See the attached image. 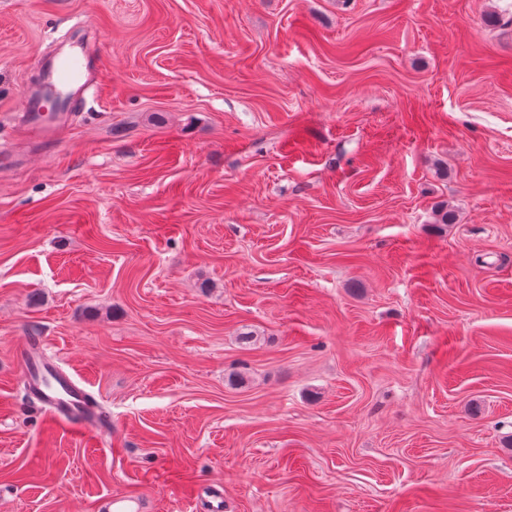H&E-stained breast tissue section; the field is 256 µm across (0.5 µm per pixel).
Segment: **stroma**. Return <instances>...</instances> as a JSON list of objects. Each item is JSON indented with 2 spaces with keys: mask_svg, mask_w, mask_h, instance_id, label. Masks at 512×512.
Segmentation results:
<instances>
[{
  "mask_svg": "<svg viewBox=\"0 0 512 512\" xmlns=\"http://www.w3.org/2000/svg\"><path fill=\"white\" fill-rule=\"evenodd\" d=\"M65 38L105 78L42 145ZM110 496L512 512V0H0V512ZM20 363L23 380L25 383H32L31 360L29 358H23ZM60 375L61 380H58L52 377L50 373L43 372L38 379L33 382L41 392V398L36 401L44 407V412L50 414V420L53 422L59 420L67 421L75 425H84L92 429H98L99 424L97 419L93 416H83L75 406L76 403L83 401V397L89 396V393L68 375L63 373H60ZM45 379H47V382H45ZM61 403L69 405L72 411L70 413L62 412L59 408Z\"/></svg>",
  "mask_w": 512,
  "mask_h": 512,
  "instance_id": "obj_1",
  "label": "stroma"
}]
</instances>
